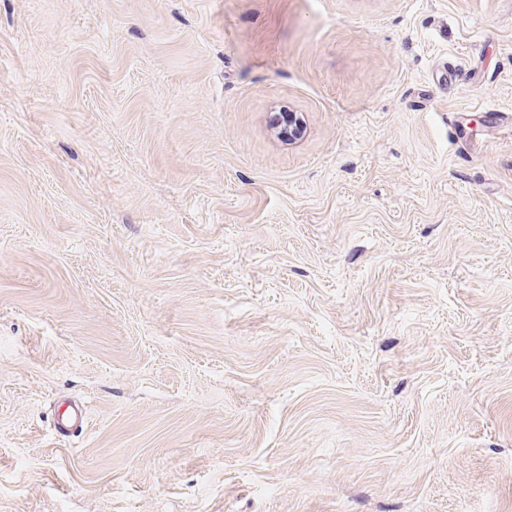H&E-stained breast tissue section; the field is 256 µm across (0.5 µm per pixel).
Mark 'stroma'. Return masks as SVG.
I'll return each instance as SVG.
<instances>
[{
  "mask_svg": "<svg viewBox=\"0 0 512 512\" xmlns=\"http://www.w3.org/2000/svg\"><path fill=\"white\" fill-rule=\"evenodd\" d=\"M0 512H512V0H0ZM273 126L288 141L299 138L303 133V122L297 112L274 113Z\"/></svg>",
  "mask_w": 512,
  "mask_h": 512,
  "instance_id": "obj_1",
  "label": "stroma"
}]
</instances>
